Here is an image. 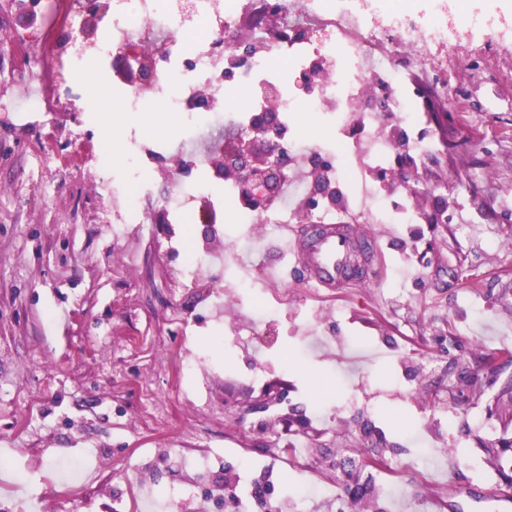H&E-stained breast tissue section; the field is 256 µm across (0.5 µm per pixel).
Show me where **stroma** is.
Wrapping results in <instances>:
<instances>
[{
    "label": "stroma",
    "mask_w": 512,
    "mask_h": 512,
    "mask_svg": "<svg viewBox=\"0 0 512 512\" xmlns=\"http://www.w3.org/2000/svg\"><path fill=\"white\" fill-rule=\"evenodd\" d=\"M473 5L502 29L434 47L436 115L386 119L388 136L439 148L415 162L414 191L394 165L386 180L354 184L370 206L356 224L380 251L364 281L332 299L243 223V201L221 202L211 167L179 172L175 153L151 161L153 195L138 202L153 237L138 224L113 237L128 199H102L99 183L124 178L131 126L110 143L108 122L86 123L78 107L94 75L58 82L50 111H30L36 60L0 52V488L26 512H125L137 479L154 512H200L210 487L306 431L316 479L339 487L306 512H351L356 484L373 489L378 512H430L436 499L445 512H494L512 492V450L497 451L494 410L472 404L462 382L481 356L512 352V0ZM337 137L336 116L298 112L285 139L324 159ZM484 172L474 192L449 196L447 223L400 219ZM199 178L210 190L184 203L183 219L154 224V198ZM210 210L224 263L192 280L177 245L202 242ZM272 384L289 420L241 415ZM203 453L218 463L199 481L185 462ZM61 456L96 458L95 494L44 500Z\"/></svg>",
    "instance_id": "obj_1"
}]
</instances>
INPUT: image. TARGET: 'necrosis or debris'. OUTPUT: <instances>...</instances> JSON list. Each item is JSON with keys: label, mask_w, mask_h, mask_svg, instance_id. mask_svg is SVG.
Here are the masks:
<instances>
[{"label": "necrosis or debris", "mask_w": 512, "mask_h": 512, "mask_svg": "<svg viewBox=\"0 0 512 512\" xmlns=\"http://www.w3.org/2000/svg\"><path fill=\"white\" fill-rule=\"evenodd\" d=\"M83 2L48 0L43 23L29 44L47 63V78L79 80L86 70L106 68L115 45L138 50L146 42L158 43L162 60L149 83H129L117 75L111 86L101 87V94L119 101L125 111L140 112L145 93H152L180 125L192 128L221 129L225 113L231 112L242 134L251 131L256 114L268 110L283 124L302 109L335 114L341 120L339 178L346 186L354 170L373 174L385 168L391 140L382 132V115L411 111L409 93L427 77L430 49L456 41L474 25L462 11L451 17L437 9L414 18L390 8L378 22L368 0L352 8L337 7L336 0H263L286 14L288 36L258 31L259 48L243 75L245 98L234 104L224 91V77L237 21L253 0H104L110 35L91 51L80 42ZM313 28L331 31L332 40L313 46L298 39V32ZM297 73L316 86L301 101L287 91L289 77ZM202 94L211 100L204 112L196 104ZM169 151L167 139L130 137L129 181L113 185V193L127 192L132 185L144 188L149 161Z\"/></svg>", "instance_id": "4bbe7bcc"}]
</instances>
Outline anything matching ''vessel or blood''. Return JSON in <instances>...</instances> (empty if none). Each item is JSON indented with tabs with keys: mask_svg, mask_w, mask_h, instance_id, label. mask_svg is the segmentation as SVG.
Wrapping results in <instances>:
<instances>
[{
	"mask_svg": "<svg viewBox=\"0 0 512 512\" xmlns=\"http://www.w3.org/2000/svg\"><path fill=\"white\" fill-rule=\"evenodd\" d=\"M283 247L309 272L310 280L319 288L333 292L354 284L351 258L356 240L349 225L336 222L320 224L313 238H305L290 229L281 240Z\"/></svg>",
	"mask_w": 512,
	"mask_h": 512,
	"instance_id": "obj_1",
	"label": "vessel or blood"
}]
</instances>
